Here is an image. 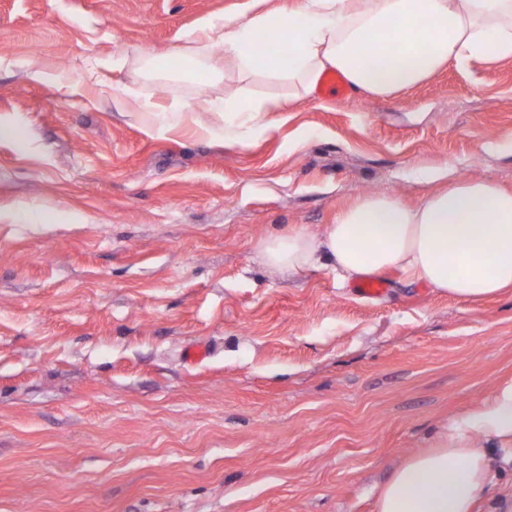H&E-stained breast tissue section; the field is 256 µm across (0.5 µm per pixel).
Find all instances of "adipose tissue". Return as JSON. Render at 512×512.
Here are the masks:
<instances>
[{"label": "adipose tissue", "instance_id": "obj_1", "mask_svg": "<svg viewBox=\"0 0 512 512\" xmlns=\"http://www.w3.org/2000/svg\"><path fill=\"white\" fill-rule=\"evenodd\" d=\"M265 0L203 19L197 34L175 48L186 63L198 100L215 119L202 124L191 103L158 109L134 100L132 112L147 130L193 127L198 136L244 147L288 103L312 98L324 73H341L362 96H393L416 87L447 65L461 68L512 58V0H302L268 11ZM284 50L255 58L260 36ZM241 73L288 83L287 100L234 93L215 100L224 72L217 56ZM434 184L420 203L391 194L364 195L341 209L319 235L301 227L259 245L271 269L297 273L328 265L343 281L390 269L466 301L512 289V190L483 179H461L453 167L424 168ZM512 465V379L489 400L454 416L432 448L410 456L382 486L376 512H478L481 493L496 474L492 457Z\"/></svg>", "mask_w": 512, "mask_h": 512}]
</instances>
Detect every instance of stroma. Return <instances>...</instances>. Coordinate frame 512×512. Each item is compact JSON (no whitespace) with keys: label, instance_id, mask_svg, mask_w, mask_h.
<instances>
[{"label":"stroma","instance_id":"obj_1","mask_svg":"<svg viewBox=\"0 0 512 512\" xmlns=\"http://www.w3.org/2000/svg\"><path fill=\"white\" fill-rule=\"evenodd\" d=\"M242 2L0 0V122L25 133L0 139V512H375L398 465L512 377V292L467 302L391 270L365 299L259 254L365 194L418 203L421 164L512 188V59L392 97L320 91L244 148L127 115L132 94L193 97L140 52L169 57ZM224 66L213 96L288 95ZM193 344L211 351L195 366Z\"/></svg>","mask_w":512,"mask_h":512}]
</instances>
